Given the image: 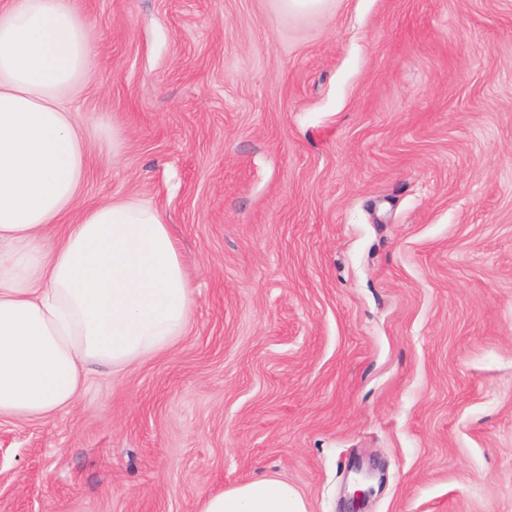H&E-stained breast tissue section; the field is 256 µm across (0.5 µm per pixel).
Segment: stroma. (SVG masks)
<instances>
[{
	"label": "stroma",
	"instance_id": "1",
	"mask_svg": "<svg viewBox=\"0 0 512 512\" xmlns=\"http://www.w3.org/2000/svg\"><path fill=\"white\" fill-rule=\"evenodd\" d=\"M82 200L157 208L186 333L0 418V512H512V0H75ZM373 474L370 471H359V478L354 482L355 489L348 503L349 510L345 512H360L356 510L359 508V503L370 497L374 493L372 485ZM351 509V510H350ZM196 512H308V507L287 483L258 478L200 499Z\"/></svg>",
	"mask_w": 512,
	"mask_h": 512
}]
</instances>
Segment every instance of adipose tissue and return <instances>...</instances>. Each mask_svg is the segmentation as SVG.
<instances>
[{
  "label": "adipose tissue",
  "instance_id": "1",
  "mask_svg": "<svg viewBox=\"0 0 512 512\" xmlns=\"http://www.w3.org/2000/svg\"><path fill=\"white\" fill-rule=\"evenodd\" d=\"M95 70L74 0H0V417L68 409L95 368L140 364L189 321L160 212L131 198L79 203L88 135L63 100ZM197 512L308 507L287 483L258 478Z\"/></svg>",
  "mask_w": 512,
  "mask_h": 512
}]
</instances>
